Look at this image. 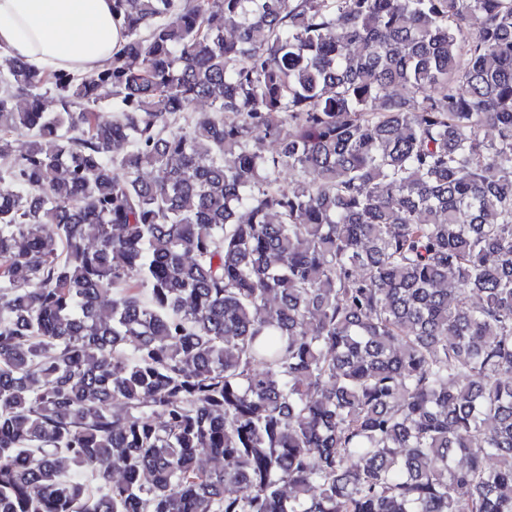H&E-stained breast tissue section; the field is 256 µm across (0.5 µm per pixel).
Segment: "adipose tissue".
Wrapping results in <instances>:
<instances>
[{
    "mask_svg": "<svg viewBox=\"0 0 512 512\" xmlns=\"http://www.w3.org/2000/svg\"><path fill=\"white\" fill-rule=\"evenodd\" d=\"M123 43L112 0H0V53L34 71L91 73Z\"/></svg>",
    "mask_w": 512,
    "mask_h": 512,
    "instance_id": "obj_1",
    "label": "adipose tissue"
}]
</instances>
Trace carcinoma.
Masks as SVG:
<instances>
[{
	"label": "carcinoma",
	"mask_w": 512,
	"mask_h": 512,
	"mask_svg": "<svg viewBox=\"0 0 512 512\" xmlns=\"http://www.w3.org/2000/svg\"><path fill=\"white\" fill-rule=\"evenodd\" d=\"M112 13L0 74V512H512V0Z\"/></svg>",
	"instance_id": "obj_1"
}]
</instances>
